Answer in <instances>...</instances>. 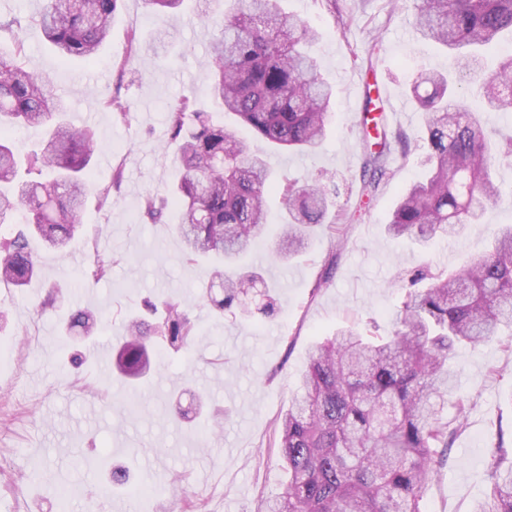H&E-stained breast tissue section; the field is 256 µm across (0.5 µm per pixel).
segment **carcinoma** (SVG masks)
<instances>
[{"label":"carcinoma","instance_id":"obj_1","mask_svg":"<svg viewBox=\"0 0 512 512\" xmlns=\"http://www.w3.org/2000/svg\"><path fill=\"white\" fill-rule=\"evenodd\" d=\"M119 0H43L38 16L45 40L65 62H91L112 31ZM229 12L212 18L220 34L211 45L210 95L268 143L309 152L324 139L336 89L320 74L311 47L319 33L285 14L278 0H231ZM418 33L451 55L453 70L417 71L412 93L428 113L424 177L405 189L389 232L427 246L481 223L499 195L489 174L492 159L512 158V135L490 144L474 112L460 101L453 71L476 72L484 51L512 35V0H412ZM22 18L0 14V34L22 50ZM481 102L512 112V55L502 58L480 85ZM374 149L361 174L372 193L393 178L395 157L407 155L404 131L387 136L376 118ZM21 126L39 135L38 149L21 159L5 135ZM171 142L181 171L170 197H146L144 214L154 223L171 204L175 230L188 262H218L202 284L203 297L219 315L265 283L262 270L243 260L266 239V195L274 188L267 160L214 112L193 109L185 97L168 113ZM94 131L66 121V103L51 81L0 51V224L20 214L23 226L0 243V283L27 285L36 275L29 238L67 246L82 228L81 212L93 182ZM325 172L303 183L285 181L286 216L272 255H297L333 202ZM112 259L99 253L90 274L104 278ZM219 287L223 297L213 296ZM161 323L132 318L116 368L126 377L150 369L147 339L159 331L169 346L190 345L195 326L174 300L164 302ZM76 335L97 329L93 314L75 311ZM348 327L313 344L288 409L279 417V448L286 473L282 495L260 501L256 512H421L425 484L464 428L468 407L450 424L441 418L453 393L449 359L458 347L486 343L512 331V225L493 234L491 247L448 272L420 271L408 279L405 300L388 336ZM472 512H512V452L498 445L490 481Z\"/></svg>","mask_w":512,"mask_h":512}]
</instances>
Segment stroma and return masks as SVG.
<instances>
[{"label": "stroma", "instance_id": "obj_1", "mask_svg": "<svg viewBox=\"0 0 512 512\" xmlns=\"http://www.w3.org/2000/svg\"><path fill=\"white\" fill-rule=\"evenodd\" d=\"M42 0H0V12L22 16L28 69L65 92L69 121L97 137L83 230L65 250L33 240L38 275L23 288L0 287V512H256L261 499L282 493L276 419L287 410L309 347L337 329L376 321L388 334L404 291L400 271L453 269L484 253L494 231L512 224V160L497 162L501 194L484 221L423 248L387 231L395 201L424 170L426 115L410 97L419 65L444 69L448 56L420 37L405 5L389 0H279L321 37L313 46L323 77L336 87L328 134L316 151L273 148L225 117L252 152L269 162L274 180L334 174L336 205L315 227L306 251L278 260L258 249L252 260L273 286L275 312L264 316L262 293L249 312L216 316L200 297L210 264L185 262L172 232L176 210L151 222L148 195L176 180V149L166 143L167 114L183 97L212 109L207 60L214 34L195 0L178 13L145 0H120L112 34L98 60L61 63L36 18ZM137 43H130V36ZM379 82L388 132L410 136L407 157L373 197L362 196L361 166L368 128L352 98ZM128 105L116 121L103 101ZM412 112L397 121L398 107ZM123 179L113 184L115 168ZM108 198H101V190ZM108 251L112 271L86 279L91 248ZM180 300L194 323L191 347L173 351L149 340L154 368L141 379L119 376L115 356L124 325L145 299ZM91 309L94 335L71 339L69 315ZM454 390L470 407L448 460L423 492L424 512H471L489 483L492 453L512 442V340L499 336L456 351ZM120 468L127 483L113 487Z\"/></svg>", "mask_w": 512, "mask_h": 512}]
</instances>
